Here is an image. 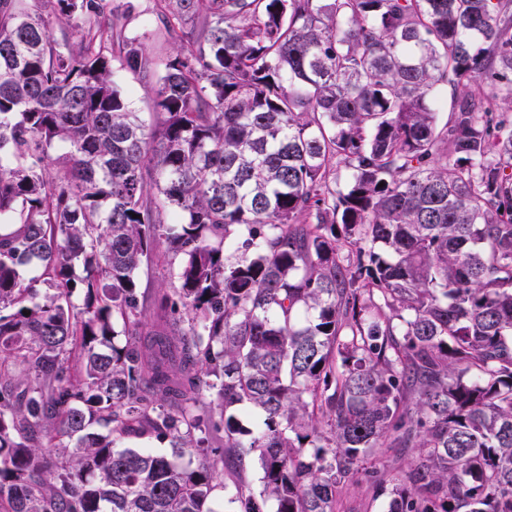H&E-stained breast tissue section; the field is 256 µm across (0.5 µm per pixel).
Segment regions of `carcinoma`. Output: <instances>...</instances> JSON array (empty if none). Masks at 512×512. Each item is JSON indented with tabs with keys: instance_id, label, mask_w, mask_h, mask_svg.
Wrapping results in <instances>:
<instances>
[{
	"instance_id": "cac0c4a2",
	"label": "carcinoma",
	"mask_w": 512,
	"mask_h": 512,
	"mask_svg": "<svg viewBox=\"0 0 512 512\" xmlns=\"http://www.w3.org/2000/svg\"><path fill=\"white\" fill-rule=\"evenodd\" d=\"M166 2L159 64L0 0V512H334L379 448L387 512H512V0ZM46 0H31L29 6L41 13L44 19L48 22V26L53 38L62 43L65 37H68V42L71 46L73 54L79 52V41L76 37L70 35V28L66 24L58 22L52 12L50 4ZM179 45H181L179 40L171 38L162 29L156 37L146 42V50L158 60H165L175 54V50ZM114 80L131 102V108L138 112L147 127H153L157 117L153 109V88L156 78L143 77L129 71L115 69ZM165 245L158 249V256L154 260L148 273L146 269L140 271V281L142 288H147L154 292L159 288H169L174 282L172 277V267L168 263V255L165 253Z\"/></svg>"
}]
</instances>
